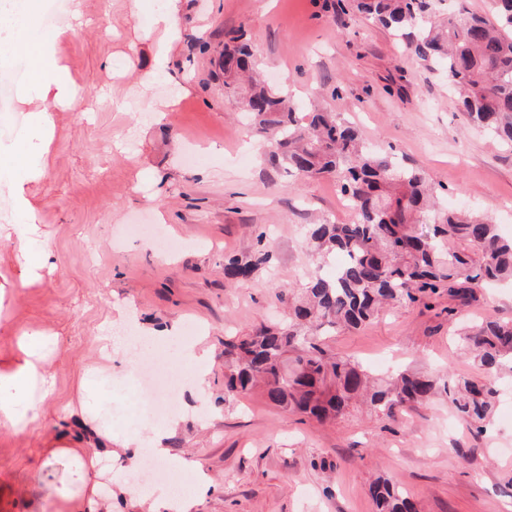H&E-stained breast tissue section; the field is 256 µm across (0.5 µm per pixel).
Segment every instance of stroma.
<instances>
[{
	"label": "stroma",
	"instance_id": "obj_1",
	"mask_svg": "<svg viewBox=\"0 0 512 512\" xmlns=\"http://www.w3.org/2000/svg\"><path fill=\"white\" fill-rule=\"evenodd\" d=\"M166 0H81L84 25L53 47L60 65L94 104L92 121L54 105V136L39 175L0 177V225L13 223L17 189L55 269L23 284L9 242L0 238V296L10 328L0 327V360L15 357L14 328L56 336L48 367L55 390L34 431L0 428V512H63L58 496L68 466L33 462L56 435L54 423L80 396L85 368L98 365L99 338L119 306L140 322L180 333L151 349L120 347L99 385L113 435L161 428L128 415L136 372L157 364L182 377L184 344L204 337L212 351L205 388L180 394L151 490L171 499L170 483L199 493L192 512H375L368 493L379 477L398 486L418 512H512V399H501L486 432L456 420L446 400L392 422L351 412L319 424L269 402L261 392H224V340L286 321L289 285L316 268L306 225L347 222L329 178L301 179L253 149L251 131L225 92L214 61L224 35H250L266 78L301 108L317 103L354 120L369 142L392 147L422 168L449 209L491 216L512 236V146L469 126L448 82L415 60L407 40L355 13L333 18L323 0H179V39L152 23ZM165 68L149 86L141 75L160 43ZM27 63L0 59L10 91L0 97V163L30 136L42 101L25 102ZM167 117L155 123V109ZM133 224L160 225L177 249L161 255L144 239L118 241ZM266 233V245L257 236ZM272 259L247 279L228 281L229 258ZM447 297L396 306L330 340L334 352L374 372L407 365L476 379L477 369L448 321ZM192 461L178 468L174 459Z\"/></svg>",
	"mask_w": 512,
	"mask_h": 512
}]
</instances>
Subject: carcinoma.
<instances>
[{"label": "carcinoma", "instance_id": "obj_1", "mask_svg": "<svg viewBox=\"0 0 512 512\" xmlns=\"http://www.w3.org/2000/svg\"><path fill=\"white\" fill-rule=\"evenodd\" d=\"M489 16L460 8L431 21L434 0H324L339 15L355 9L401 33L410 52L443 70L468 122L512 142V0H492ZM217 65L224 88L259 63L242 36L230 32ZM249 126L266 154L288 173L332 177L353 210L346 224L323 221L308 229L306 245L336 269L288 289V323L262 326L224 341L229 392L260 385L271 403L318 422L350 412L363 398L393 422L408 411L448 397L456 415L483 431L501 397L495 380L512 374V322L494 315L462 341L487 374L484 382L405 368L377 377L360 363L332 353L324 337L378 318L384 304H413L448 292L467 302L476 290L512 286V236L490 218L439 206L422 169L364 141L358 129L326 109L298 112L288 92L254 77L241 99ZM256 264L230 260L224 277H250ZM377 512H414L409 498L386 479L369 486Z\"/></svg>", "mask_w": 512, "mask_h": 512}]
</instances>
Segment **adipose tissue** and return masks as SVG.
Returning <instances> with one entry per match:
<instances>
[{"mask_svg":"<svg viewBox=\"0 0 512 512\" xmlns=\"http://www.w3.org/2000/svg\"><path fill=\"white\" fill-rule=\"evenodd\" d=\"M41 0H14L9 13L0 15V32L20 37L29 62V82L32 89H50L54 101L68 108L84 103L82 87L69 79L65 67L56 65L48 54L51 44L66 36L60 28L49 36H42ZM18 221L1 227L14 238V253L27 282L40 280L50 265V254L45 249L35 222L36 210L26 195L17 197ZM50 340L40 331L20 330L19 355L6 368H0V428L8 430H35L45 421L43 404L54 390V378L47 370V348ZM98 399L83 393L80 408L74 420L68 421L66 431L54 440L51 448L36 459L37 467L57 459L67 460L71 466L70 479L61 496L69 504V512H112V488L100 483L96 467L99 461L111 458L113 444H120L125 454L126 470H136L141 441L137 432L113 439L111 429L105 428Z\"/></svg>","mask_w":512,"mask_h":512,"instance_id":"ef3b65f1","label":"adipose tissue"}]
</instances>
